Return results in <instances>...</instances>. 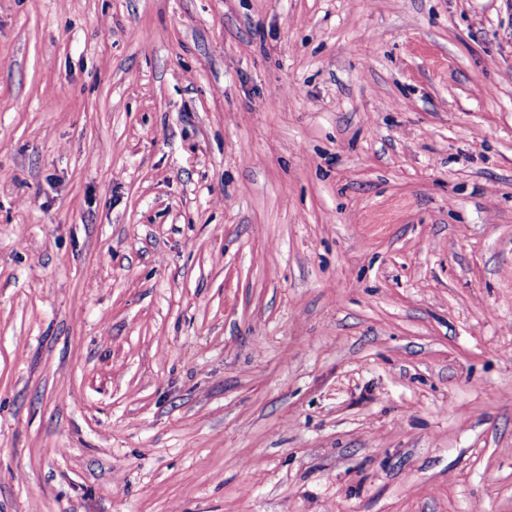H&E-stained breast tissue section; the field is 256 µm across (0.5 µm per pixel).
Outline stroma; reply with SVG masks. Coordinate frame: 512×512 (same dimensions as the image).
<instances>
[{"instance_id": "1", "label": "stroma", "mask_w": 512, "mask_h": 512, "mask_svg": "<svg viewBox=\"0 0 512 512\" xmlns=\"http://www.w3.org/2000/svg\"><path fill=\"white\" fill-rule=\"evenodd\" d=\"M0 512H512V0H0Z\"/></svg>"}]
</instances>
